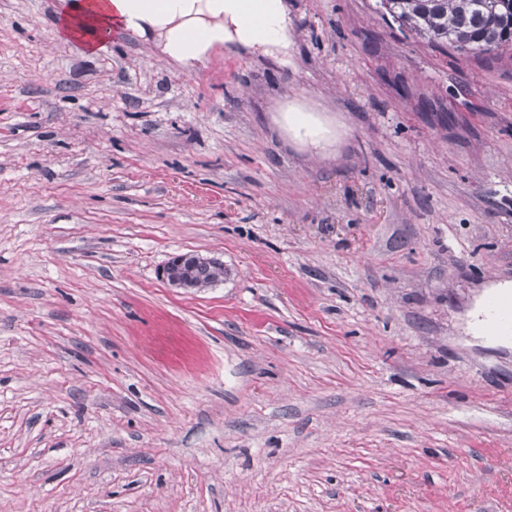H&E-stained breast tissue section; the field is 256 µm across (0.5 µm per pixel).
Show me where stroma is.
Masks as SVG:
<instances>
[{
	"instance_id": "1",
	"label": "stroma",
	"mask_w": 512,
	"mask_h": 512,
	"mask_svg": "<svg viewBox=\"0 0 512 512\" xmlns=\"http://www.w3.org/2000/svg\"><path fill=\"white\" fill-rule=\"evenodd\" d=\"M60 3L0 0V512H512V51L288 0L177 67ZM288 128L299 136L309 139V143L314 146L321 144V138L315 131V121L311 113L292 106L288 108L286 116ZM209 260L220 259L194 253L176 255L163 266L161 278L174 288L190 289L196 266Z\"/></svg>"
}]
</instances>
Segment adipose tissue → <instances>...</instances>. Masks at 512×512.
Listing matches in <instances>:
<instances>
[{
	"label": "adipose tissue",
	"instance_id": "obj_1",
	"mask_svg": "<svg viewBox=\"0 0 512 512\" xmlns=\"http://www.w3.org/2000/svg\"><path fill=\"white\" fill-rule=\"evenodd\" d=\"M116 24L181 65L205 63L227 43L265 53L292 44L284 0H62L57 33L92 54Z\"/></svg>",
	"mask_w": 512,
	"mask_h": 512
}]
</instances>
